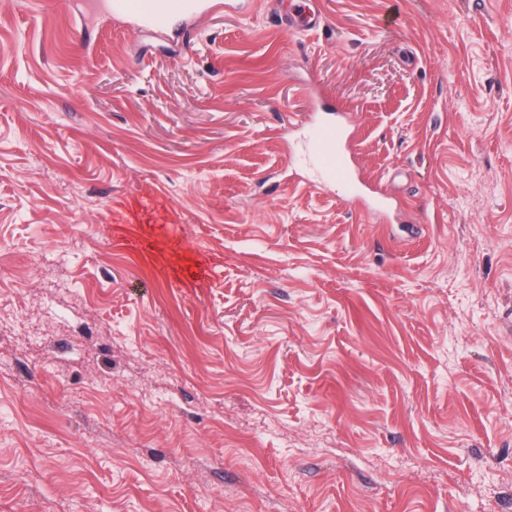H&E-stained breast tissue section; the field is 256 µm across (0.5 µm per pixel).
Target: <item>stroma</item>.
I'll return each mask as SVG.
<instances>
[{
	"label": "stroma",
	"mask_w": 512,
	"mask_h": 512,
	"mask_svg": "<svg viewBox=\"0 0 512 512\" xmlns=\"http://www.w3.org/2000/svg\"><path fill=\"white\" fill-rule=\"evenodd\" d=\"M210 2L0 0V512H512V0ZM203 0H111L110 14L134 19L143 26L158 27L172 13H192ZM295 6L288 14H280L281 22L290 31L311 33L325 27V22L319 13L305 5L307 0H295ZM344 131L338 124L314 126L307 140L308 152L314 158L322 181L319 186H336L346 195L362 198L368 186L358 177L347 153L341 148Z\"/></svg>",
	"instance_id": "obj_1"
}]
</instances>
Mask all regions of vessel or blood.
Here are the masks:
<instances>
[{"mask_svg":"<svg viewBox=\"0 0 512 512\" xmlns=\"http://www.w3.org/2000/svg\"><path fill=\"white\" fill-rule=\"evenodd\" d=\"M203 0H111L112 15L134 19L144 26H161L172 13H192L199 10ZM288 30L311 33L323 29L325 22L311 10L306 0H296L292 11L282 15ZM342 128L327 123L314 126L307 140V149L314 158L323 185L336 186L346 195L362 198L363 181L358 177L347 153L341 147Z\"/></svg>","mask_w":512,"mask_h":512,"instance_id":"vessel-or-blood-1","label":"vessel or blood"}]
</instances>
